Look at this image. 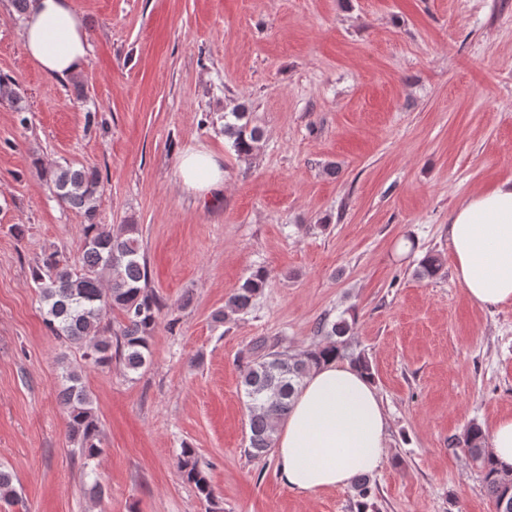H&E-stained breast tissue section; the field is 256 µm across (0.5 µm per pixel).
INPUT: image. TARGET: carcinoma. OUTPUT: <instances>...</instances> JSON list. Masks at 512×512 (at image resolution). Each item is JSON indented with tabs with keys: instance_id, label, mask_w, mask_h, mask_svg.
<instances>
[{
	"instance_id": "carcinoma-1",
	"label": "carcinoma",
	"mask_w": 512,
	"mask_h": 512,
	"mask_svg": "<svg viewBox=\"0 0 512 512\" xmlns=\"http://www.w3.org/2000/svg\"><path fill=\"white\" fill-rule=\"evenodd\" d=\"M233 123L224 124V133L234 138L240 153L252 151L261 138L256 128L244 122L246 113L233 112ZM49 180L58 200L85 218L82 225L83 246L75 263L55 252L44 254L32 271L41 300L47 306L44 322L52 335L83 349L82 357L95 367L117 361L129 373L144 368L151 357V339L163 303L148 285V267L142 239L136 224L98 223V198L101 181L93 167L73 168L56 165L49 170ZM442 268L440 258L426 255L416 275L432 278ZM268 285V274L259 268L224 302V308L212 314L222 324L230 316L247 312L255 298ZM122 315L115 340L104 336L108 311ZM352 323L345 318L323 317L317 323L320 342L299 353H291L279 344H256L242 356L241 390L249 412L248 453L259 458L272 449L275 423L287 415L290 400L307 373L330 359H347L368 375L372 366L362 352H348ZM61 398L68 414V432L78 444L81 458L89 461L101 453L100 426L93 399L76 370L62 375ZM456 444L478 464L488 495L497 512H512V469L504 471L492 461L480 425L468 426ZM178 469L200 498L214 499V489L200 466L195 449L185 446L178 457ZM357 512L371 508L372 487L360 475L354 480ZM17 498L10 472L0 469V501L12 503Z\"/></svg>"
}]
</instances>
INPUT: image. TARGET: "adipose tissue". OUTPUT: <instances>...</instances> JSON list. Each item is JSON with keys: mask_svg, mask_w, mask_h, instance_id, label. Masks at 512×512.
<instances>
[{"mask_svg": "<svg viewBox=\"0 0 512 512\" xmlns=\"http://www.w3.org/2000/svg\"><path fill=\"white\" fill-rule=\"evenodd\" d=\"M88 49L89 34L72 0H31L22 50L44 75L64 80L80 72ZM176 176L184 190L199 195L224 183L218 160L201 150L180 157ZM449 242L456 276L472 302L512 301V179L462 201ZM272 438L282 482L309 494L376 471L387 452V422L373 381L331 361L305 378Z\"/></svg>", "mask_w": 512, "mask_h": 512, "instance_id": "ef3b65f1", "label": "adipose tissue"}]
</instances>
